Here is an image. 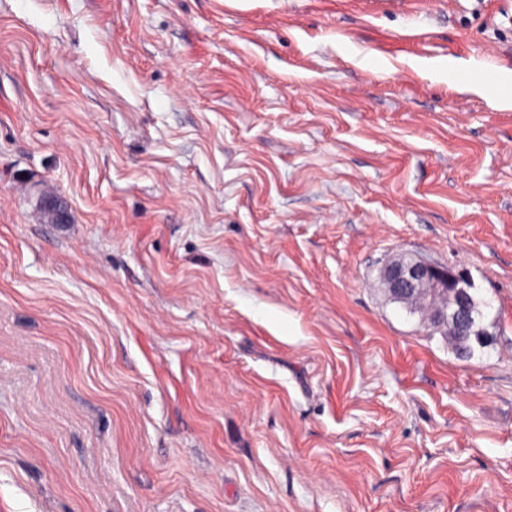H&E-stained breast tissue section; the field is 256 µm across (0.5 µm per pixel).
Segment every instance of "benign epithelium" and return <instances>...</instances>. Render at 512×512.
<instances>
[{"instance_id":"obj_1","label":"benign epithelium","mask_w":512,"mask_h":512,"mask_svg":"<svg viewBox=\"0 0 512 512\" xmlns=\"http://www.w3.org/2000/svg\"><path fill=\"white\" fill-rule=\"evenodd\" d=\"M43 210L55 216V223L64 224L68 220L64 202L54 197L40 200ZM380 277L392 294L427 295L441 300V305L432 308V320L438 325L453 322L463 336L491 335L486 328H478L475 310L479 301L471 293L474 288L469 273L464 268L447 270L442 266L421 259L410 253H400L381 270Z\"/></svg>"}]
</instances>
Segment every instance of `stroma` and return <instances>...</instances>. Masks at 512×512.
Instances as JSON below:
<instances>
[{
	"mask_svg": "<svg viewBox=\"0 0 512 512\" xmlns=\"http://www.w3.org/2000/svg\"><path fill=\"white\" fill-rule=\"evenodd\" d=\"M0 512H512V0H0ZM380 277L394 295L410 294L418 298L430 295L441 300V305L429 307L432 320L437 325H444L437 327V331L448 329L445 337L457 356L473 357L476 348L473 341L479 345V349L490 345L479 344L476 339V336H485L488 340V336L493 334L487 328L478 329L480 323L475 318V310L480 309V304L471 293L474 284L466 269L447 270L434 262L403 252L383 267ZM448 320L457 326L460 336L453 335Z\"/></svg>",
	"mask_w": 512,
	"mask_h": 512,
	"instance_id": "obj_1",
	"label": "stroma"
}]
</instances>
